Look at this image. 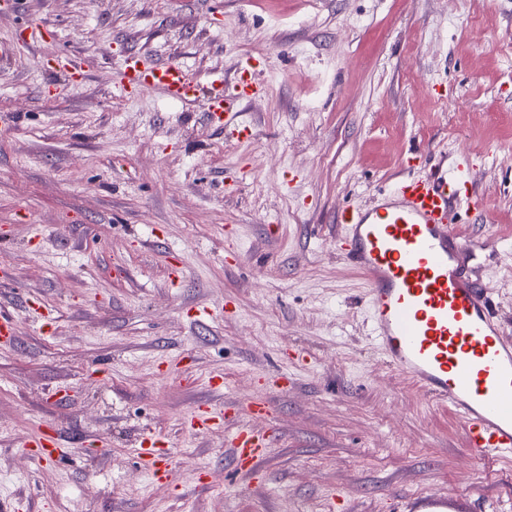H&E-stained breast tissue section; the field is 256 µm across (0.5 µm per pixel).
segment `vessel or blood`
I'll return each instance as SVG.
<instances>
[{
    "mask_svg": "<svg viewBox=\"0 0 512 512\" xmlns=\"http://www.w3.org/2000/svg\"><path fill=\"white\" fill-rule=\"evenodd\" d=\"M125 85L161 89L174 100L195 97L174 64L131 57L121 67ZM265 84L254 70L242 69L235 94L223 80L212 83L210 112L232 114L241 99L259 96ZM468 165L459 160L444 171L431 170L395 181L369 207L343 209V234L336 248L367 281L372 335L389 366L408 378L432 402L453 410L473 461L512 453V338L496 320L489 293L463 264L466 240L450 219L454 200L481 204L468 189ZM224 411L202 409L185 426L198 433L223 426ZM267 436L240 431L234 443L239 471L260 470ZM42 462L64 453L59 431L40 432L29 442ZM136 455L156 484L172 479L168 451L143 438ZM462 493H421L406 497L402 512H465Z\"/></svg>",
    "mask_w": 512,
    "mask_h": 512,
    "instance_id": "vessel-or-blood-1",
    "label": "vessel or blood"
}]
</instances>
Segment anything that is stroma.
Masks as SVG:
<instances>
[{"label":"stroma","instance_id":"stroma-1","mask_svg":"<svg viewBox=\"0 0 512 512\" xmlns=\"http://www.w3.org/2000/svg\"><path fill=\"white\" fill-rule=\"evenodd\" d=\"M49 24L27 43L15 30ZM242 65L232 138L204 96L120 82L126 56ZM0 500L31 512H389L465 492L512 512V459L473 463L455 417L386 362L336 251L408 157L466 155L482 209L453 225L512 332V0H9L0 6ZM223 373L224 390L207 379ZM292 384L273 390L269 378ZM267 401L268 418L242 407ZM238 408L185 429L199 408ZM270 429L261 474L231 437ZM47 426L63 462L26 446ZM162 436L174 480L135 450Z\"/></svg>","mask_w":512,"mask_h":512}]
</instances>
